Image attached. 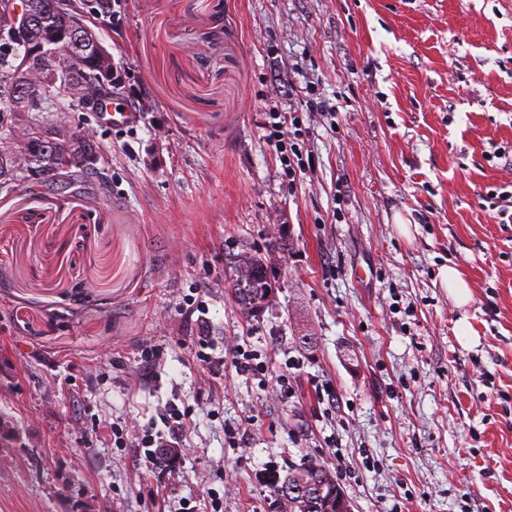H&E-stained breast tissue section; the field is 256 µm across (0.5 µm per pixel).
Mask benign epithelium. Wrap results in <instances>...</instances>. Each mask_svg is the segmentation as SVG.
<instances>
[{"instance_id": "obj_1", "label": "benign epithelium", "mask_w": 512, "mask_h": 512, "mask_svg": "<svg viewBox=\"0 0 512 512\" xmlns=\"http://www.w3.org/2000/svg\"><path fill=\"white\" fill-rule=\"evenodd\" d=\"M55 11L67 15L70 26L58 32L46 43L32 38L31 20L39 8L34 0H0V14L10 18L8 30L12 42L21 47L17 62L11 73V84L15 95L25 99L39 98L83 99L84 86L75 82L74 77L88 73V63L81 54L73 51L69 45L70 31H83L82 37L96 48V60L92 80L95 86V103L118 88L116 70L101 67V60L109 56L105 45L87 24L86 15L75 0H51Z\"/></svg>"}]
</instances>
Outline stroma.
Listing matches in <instances>:
<instances>
[{
    "mask_svg": "<svg viewBox=\"0 0 512 512\" xmlns=\"http://www.w3.org/2000/svg\"><path fill=\"white\" fill-rule=\"evenodd\" d=\"M76 2L143 118L0 123V148L85 133L98 170L0 187V512H277L271 479L308 461L353 512H512V222L484 200L512 192V0ZM311 88L333 111L300 112L291 182L265 111ZM278 239L243 316L228 256ZM202 338L221 382L188 360ZM172 405L169 471L92 429ZM448 295L457 306L465 305L471 299V287L462 271L456 266H448Z\"/></svg>",
    "mask_w": 512,
    "mask_h": 512,
    "instance_id": "stroma-1",
    "label": "stroma"
}]
</instances>
